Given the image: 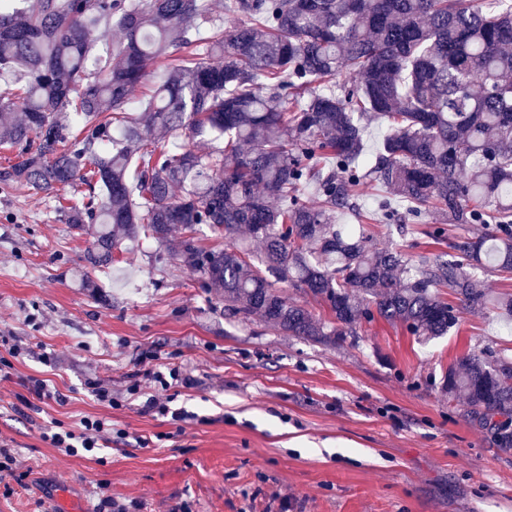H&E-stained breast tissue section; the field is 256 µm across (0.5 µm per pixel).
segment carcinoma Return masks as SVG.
I'll use <instances>...</instances> for the list:
<instances>
[{
    "label": "carcinoma",
    "instance_id": "1",
    "mask_svg": "<svg viewBox=\"0 0 512 512\" xmlns=\"http://www.w3.org/2000/svg\"><path fill=\"white\" fill-rule=\"evenodd\" d=\"M0 0V144L18 149L4 185L85 186L59 208L112 264L142 236L195 270L229 315L331 343L375 317L421 339L464 311L512 316V0ZM120 31L112 43L108 35ZM103 56L88 62L89 49ZM166 63L143 116L132 89ZM388 124L364 153V127ZM176 134L170 147L154 132ZM224 138L200 153L194 141ZM179 186L183 195L173 198ZM371 186L388 197L370 209ZM314 188L318 201L305 195ZM360 224H340L345 215ZM365 224H481L415 262ZM208 229L224 244L204 247ZM181 230L175 239L172 233ZM289 283L329 317L276 287ZM446 289L454 296H441ZM470 423L512 451V363L467 354L448 369Z\"/></svg>",
    "mask_w": 512,
    "mask_h": 512
}]
</instances>
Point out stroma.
Returning a JSON list of instances; mask_svg holds the SVG:
<instances>
[{"instance_id":"35a3bbf8","label":"stroma","mask_w":512,"mask_h":512,"mask_svg":"<svg viewBox=\"0 0 512 512\" xmlns=\"http://www.w3.org/2000/svg\"><path fill=\"white\" fill-rule=\"evenodd\" d=\"M56 205L0 188V336L23 349L0 378V443L17 459L0 477V512H54L59 489L95 504L138 501L143 512H512V453L443 388L466 354L512 363V318L465 313L429 341L378 318L322 345L224 314L195 271L158 259L155 242L89 266L88 236ZM370 231L413 260L447 249L423 224L404 236ZM147 351L190 371L174 405L193 420L178 427L132 400L112 407L89 388L96 378L124 394ZM31 376L65 404L23 406ZM85 416L150 444L67 456L43 441L56 422Z\"/></svg>"}]
</instances>
